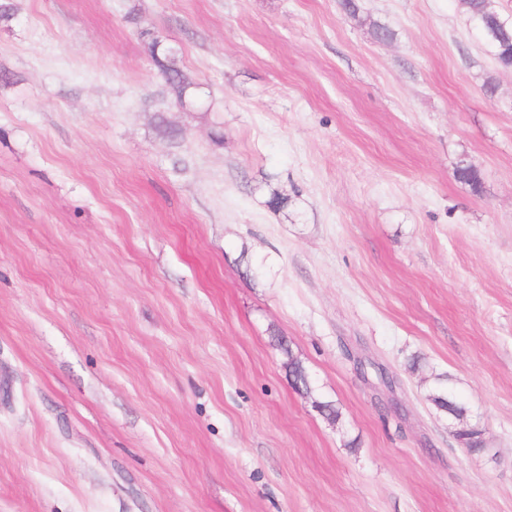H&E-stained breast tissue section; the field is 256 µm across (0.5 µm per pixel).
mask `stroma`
I'll return each mask as SVG.
<instances>
[{
	"label": "stroma",
	"instance_id": "stroma-1",
	"mask_svg": "<svg viewBox=\"0 0 512 512\" xmlns=\"http://www.w3.org/2000/svg\"><path fill=\"white\" fill-rule=\"evenodd\" d=\"M11 2L0 512H512V69L463 0ZM159 43L158 41H153L151 44L152 52L154 53L156 62L166 80L168 85L171 87L173 93L176 92L175 98L179 105L182 104L179 102V99L184 97L185 102L190 98L191 93L188 89L189 84L185 85L186 81L183 78L182 72L180 68L177 66L175 53L171 50H168L165 53L163 58H159L155 53ZM428 400L439 411L451 415L459 424V430L455 434L456 437L467 446L471 451H480L484 448V440L481 432L474 426L468 424L466 408L456 400L448 392V386L440 381L438 387L429 394Z\"/></svg>",
	"mask_w": 512,
	"mask_h": 512
}]
</instances>
